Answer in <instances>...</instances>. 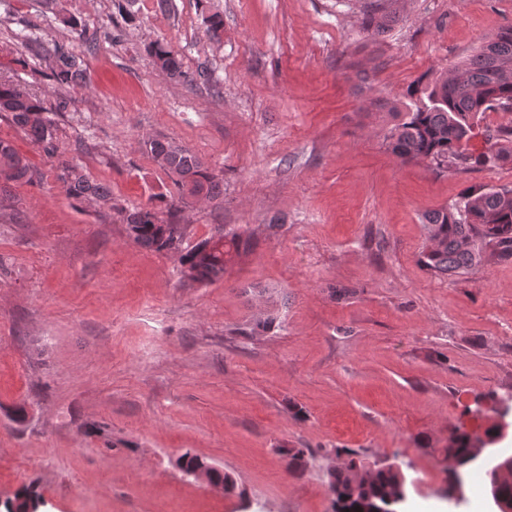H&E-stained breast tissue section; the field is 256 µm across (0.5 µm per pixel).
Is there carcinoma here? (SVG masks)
Returning <instances> with one entry per match:
<instances>
[{
	"instance_id": "obj_1",
	"label": "carcinoma",
	"mask_w": 512,
	"mask_h": 512,
	"mask_svg": "<svg viewBox=\"0 0 512 512\" xmlns=\"http://www.w3.org/2000/svg\"><path fill=\"white\" fill-rule=\"evenodd\" d=\"M406 0H372L363 11V30L373 36L386 32ZM209 35L219 40L224 33V17L216 12L205 17ZM154 65L173 81L186 77L179 54L164 42L149 47ZM57 83L77 88L86 81L83 60L64 47L54 50ZM417 92L426 97L415 109L403 113L387 133L388 150L404 162L424 163L435 172H462L477 166L512 162V126L500 127L487 136L489 147L474 154L469 141L474 136L475 119L485 112L512 111V25L500 28L472 54L451 64L446 72L428 81ZM0 112L11 115L31 142L48 155L57 154L59 128L44 101L24 87L0 80ZM145 148L154 162L172 180L176 194L167 203L168 218L163 220L149 205L125 213L128 236L143 248L158 253L180 250L185 227L179 224L181 203L187 198L217 200L224 197V177L192 149L173 140L151 139ZM0 175L9 182L34 177L28 160L7 141H0ZM56 179L65 193L81 202L107 203L109 185L90 177L68 159L56 166ZM426 243L419 256L422 267L436 276H461L490 259L512 258V188L474 187L451 205L423 216ZM254 242L234 231H224L199 241L180 255L184 277L199 284L224 278L227 265L252 252ZM484 402L512 410V392L478 394L465 408L470 414ZM498 425L486 421L481 432L452 428L441 448L446 463L447 493L461 489L469 470L481 464L478 451L496 442ZM340 462L327 470L332 512H402L408 499V481L393 465L368 462L351 448L334 449ZM286 468L293 475L307 469L306 448H290L285 453ZM206 461L186 452L178 459L184 475L204 466ZM487 488L498 497L512 500V479L485 472ZM211 479L236 491L237 483L228 473L211 467ZM38 497L26 490L3 505L5 512H19L37 503Z\"/></svg>"
}]
</instances>
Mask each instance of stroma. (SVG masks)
<instances>
[{
    "instance_id": "stroma-1",
    "label": "stroma",
    "mask_w": 512,
    "mask_h": 512,
    "mask_svg": "<svg viewBox=\"0 0 512 512\" xmlns=\"http://www.w3.org/2000/svg\"><path fill=\"white\" fill-rule=\"evenodd\" d=\"M364 7L0 0V76L70 100L53 156L0 116V140L39 173L0 210V501L30 486L39 512H331L326 471L345 447L402 468L405 512H491L478 471L463 502L440 497L439 450L449 429H477L463 414L476 394L512 390V259L446 278L418 258L424 213L512 187V164L437 174L401 163L385 135L391 106L512 24V0H406L376 38ZM157 40L188 80L155 67ZM58 44L83 60L84 87L53 78ZM151 138L224 174L223 201L180 214L187 249L219 228L252 237L220 281H187L177 256L127 235L124 210L170 191ZM62 158L111 200L67 197ZM286 448L309 449L304 475ZM187 451L237 493L182 476Z\"/></svg>"
}]
</instances>
